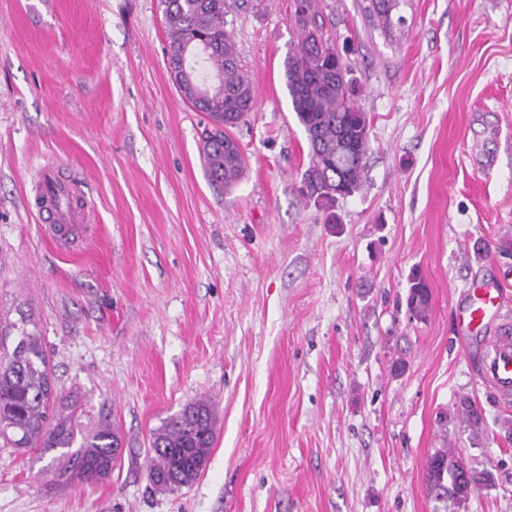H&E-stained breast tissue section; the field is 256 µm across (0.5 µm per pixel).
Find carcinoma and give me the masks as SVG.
Returning a JSON list of instances; mask_svg holds the SVG:
<instances>
[{
	"label": "carcinoma",
	"instance_id": "carcinoma-1",
	"mask_svg": "<svg viewBox=\"0 0 512 512\" xmlns=\"http://www.w3.org/2000/svg\"><path fill=\"white\" fill-rule=\"evenodd\" d=\"M168 38L166 58L170 78L183 98L208 123L201 133L202 156L209 180L219 186L234 184L245 161L230 130L237 127L255 103L251 82L244 74L224 16L227 0H160ZM400 0H384L365 11L382 30L394 26ZM293 19L299 30L297 47L284 60L286 87L298 123L310 147L311 160L300 187L306 199L330 205L339 197L336 167H341L346 194L361 185L368 146V118L346 94L341 67L322 53L319 0H293ZM406 305L413 317L423 319L430 310V292L418 275L410 278ZM22 317L13 324L17 341L4 351L0 331V437L16 448H29L43 439L45 448H68L74 441V415L48 371L41 336L28 329ZM457 416L475 434L484 419L472 402L463 398ZM212 405L199 399L168 417L153 433L150 477L154 489L170 492L191 485L206 466L214 442ZM116 430L105 425L82 438L75 458L55 464L52 476L65 483H100L112 474L116 462ZM427 488L437 500L462 502L476 490L494 484L493 476L460 463L446 448L427 462Z\"/></svg>",
	"mask_w": 512,
	"mask_h": 512
}]
</instances>
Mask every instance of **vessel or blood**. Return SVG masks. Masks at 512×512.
<instances>
[{"label":"vessel or blood","instance_id":"1","mask_svg":"<svg viewBox=\"0 0 512 512\" xmlns=\"http://www.w3.org/2000/svg\"><path fill=\"white\" fill-rule=\"evenodd\" d=\"M36 183L41 192L43 207L53 217L60 232L73 225L92 220L94 207L80 186L61 179L57 164L39 167ZM467 304L459 316L462 330L472 335L494 327L496 334L485 342L480 358L479 378L503 406L512 405V320L504 313V293L493 282H474L467 289Z\"/></svg>","mask_w":512,"mask_h":512}]
</instances>
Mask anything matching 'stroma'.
Instances as JSON below:
<instances>
[{
  "label": "stroma",
  "mask_w": 512,
  "mask_h": 512,
  "mask_svg": "<svg viewBox=\"0 0 512 512\" xmlns=\"http://www.w3.org/2000/svg\"><path fill=\"white\" fill-rule=\"evenodd\" d=\"M323 0L369 119L359 190L302 198L309 148L286 88L292 0L226 16L255 108L231 188L203 168L201 113L166 70L159 0H0V325L29 314L82 432L109 419L108 481L56 483L58 448L0 439V512H512V412L459 339L467 286L512 301V0ZM82 180L91 223L50 238L36 168ZM431 292L405 305L408 276ZM467 396L485 431L437 415ZM199 398L216 438L192 486L155 493L147 450ZM452 446L495 483L430 497ZM374 0H369L368 5L365 8L368 16L377 22V25L382 28V30L387 31L391 30L394 26L393 15L394 12L399 7V0H384L385 4L381 5L379 8H374L372 3ZM406 305L413 317L423 319L430 310V292L426 282L412 275L406 297Z\"/></svg>",
  "instance_id": "stroma-1"
}]
</instances>
